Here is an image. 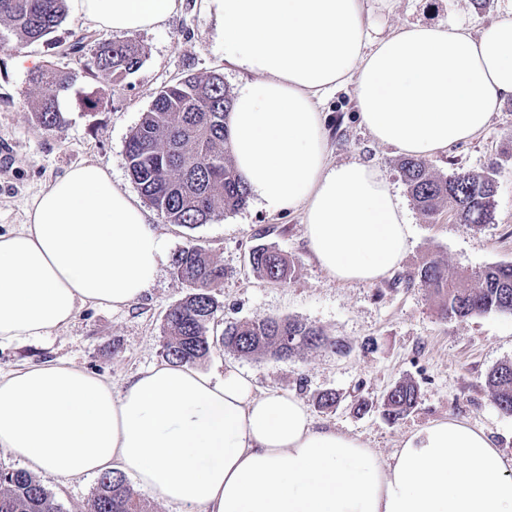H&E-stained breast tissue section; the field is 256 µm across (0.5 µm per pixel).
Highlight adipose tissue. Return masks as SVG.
<instances>
[{"label": "adipose tissue", "instance_id": "1", "mask_svg": "<svg viewBox=\"0 0 512 512\" xmlns=\"http://www.w3.org/2000/svg\"><path fill=\"white\" fill-rule=\"evenodd\" d=\"M365 2L203 0L223 27L225 61L250 76L229 116L236 169L268 208L301 212L312 255L340 282L385 277L409 226L376 167L330 162L325 96L352 87L374 140L422 159L474 138L512 98V9L475 32L418 22L378 37ZM72 8L131 34L165 23L177 0ZM166 252L107 168H71L20 229L0 233V343L140 299ZM0 450L63 478L116 468L186 512H512V458L467 421H434L385 457L232 366L216 380L157 365L118 395L73 365L0 374Z\"/></svg>", "mask_w": 512, "mask_h": 512}]
</instances>
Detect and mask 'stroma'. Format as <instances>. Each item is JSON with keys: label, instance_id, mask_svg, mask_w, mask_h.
Returning a JSON list of instances; mask_svg holds the SVG:
<instances>
[{"label": "stroma", "instance_id": "stroma-1", "mask_svg": "<svg viewBox=\"0 0 512 512\" xmlns=\"http://www.w3.org/2000/svg\"><path fill=\"white\" fill-rule=\"evenodd\" d=\"M512 0H391L372 14L389 28L417 21L460 23L479 28L497 18ZM97 39L132 42L141 65L121 80L104 74L80 79L66 98V125L46 133L34 121L35 88L30 67L0 50V233L18 228L32 199L72 167L94 162L108 167L114 181L131 193L139 188L126 161V144L162 87L189 74L218 71L230 91H238L247 73L224 61L221 25L201 0H180L161 26L133 34L104 32ZM104 98L98 110L90 97ZM322 109L333 163L361 160L377 166L399 195L410 223L408 250L400 266L383 279L341 283L312 257L302 216L273 211L248 201L245 208L187 228L171 224L148 209L150 222L168 241V252L153 285L138 301L115 310L85 307L66 327L49 335L0 344V374L32 365L73 364L108 379L120 393L140 371L163 363L162 324L172 305L189 292L174 274L173 263L188 243L202 246L224 267L216 298L226 322L296 318L316 325L346 344L342 353L324 349L290 359L246 358L214 348L196 367L223 376L232 365L251 374L259 389L298 396L324 427L360 437L383 455L429 423L455 417L482 428L498 448L512 456V415L493 402L486 380L500 363L512 360V315L492 312L464 319L443 318L429 292L406 276L429 256L448 265L452 275H471L488 266L512 263V99L503 102L487 129L470 141L440 152L427 163L440 175L496 169L492 219L478 230L461 226L453 213L428 220L417 209L399 172L401 153L376 143L360 125L352 89L329 95ZM265 245L293 263L286 282H266L253 272L251 249ZM413 381L418 403L392 420L381 408L397 382ZM335 391L340 401L319 408L320 393ZM369 412L358 411L359 401ZM62 512H86L96 477L62 479L40 474Z\"/></svg>", "mask_w": 512, "mask_h": 512}]
</instances>
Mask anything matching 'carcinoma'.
<instances>
[{
	"label": "carcinoma",
	"mask_w": 512,
	"mask_h": 512,
	"mask_svg": "<svg viewBox=\"0 0 512 512\" xmlns=\"http://www.w3.org/2000/svg\"><path fill=\"white\" fill-rule=\"evenodd\" d=\"M65 19V0H0V24L20 44L38 42ZM141 61L128 42H97L83 65V74L104 73L115 80L135 72ZM80 75L50 65L31 74L37 91L32 112L47 132L66 125L60 102ZM233 98L222 74H189L163 87L126 147L128 170L146 201L169 223L194 227L243 208L249 190L237 174L227 129ZM402 177L419 211L429 219L443 208L458 223L478 229L488 223L496 192L495 171H456L435 174L419 158L402 161ZM252 270L263 280L282 283L292 272L279 252L257 246L250 253ZM175 273L190 292L167 313L162 325L165 358L172 364H193L215 345L247 357L289 359L306 349L345 344L322 329L291 318L239 321L226 325L219 336L210 330L219 322L213 290L224 279V267L199 245H190L175 259ZM411 279L434 297L444 318H466L490 312L512 314V264L485 268L468 280L451 279L437 257L420 265ZM487 385L499 409L512 414V361L493 369ZM418 402V389L398 382L382 401L383 413L397 419ZM0 512H61L54 496L34 476L21 469L0 468ZM88 512H146L125 475H102L88 503Z\"/></svg>",
	"instance_id": "1"
}]
</instances>
